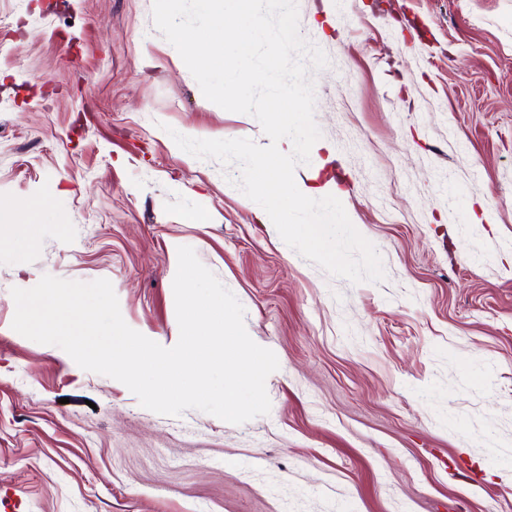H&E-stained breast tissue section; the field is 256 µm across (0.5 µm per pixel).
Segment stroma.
I'll list each match as a JSON object with an SVG mask.
<instances>
[{
	"instance_id": "obj_1",
	"label": "stroma",
	"mask_w": 512,
	"mask_h": 512,
	"mask_svg": "<svg viewBox=\"0 0 512 512\" xmlns=\"http://www.w3.org/2000/svg\"><path fill=\"white\" fill-rule=\"evenodd\" d=\"M321 147L385 278L305 260L170 130L267 144L208 101L153 0H0V504L6 512H512V0H297ZM192 247L279 368L241 425L143 408L11 327L12 288L111 281L125 322L179 338ZM40 209V204L32 200H21L15 202L10 208L3 211L0 209L1 224H18L20 218L26 216L31 218L32 214Z\"/></svg>"
}]
</instances>
